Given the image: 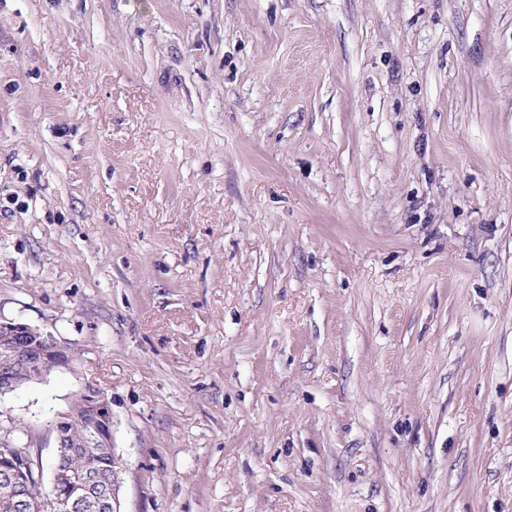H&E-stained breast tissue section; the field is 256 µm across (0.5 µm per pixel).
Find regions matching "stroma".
Here are the masks:
<instances>
[{
  "instance_id": "obj_1",
  "label": "stroma",
  "mask_w": 512,
  "mask_h": 512,
  "mask_svg": "<svg viewBox=\"0 0 512 512\" xmlns=\"http://www.w3.org/2000/svg\"><path fill=\"white\" fill-rule=\"evenodd\" d=\"M0 318L112 408L121 512H512V0H0Z\"/></svg>"
}]
</instances>
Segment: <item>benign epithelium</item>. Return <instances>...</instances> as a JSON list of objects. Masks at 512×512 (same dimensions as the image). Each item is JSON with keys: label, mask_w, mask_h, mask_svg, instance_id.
Wrapping results in <instances>:
<instances>
[{"label": "benign epithelium", "mask_w": 512, "mask_h": 512, "mask_svg": "<svg viewBox=\"0 0 512 512\" xmlns=\"http://www.w3.org/2000/svg\"><path fill=\"white\" fill-rule=\"evenodd\" d=\"M0 336H14L15 343L0 353V395L11 392L30 381H38L51 372L70 365V350L60 345L53 336L27 323L0 319ZM82 434L73 429V411L58 416L52 424L55 437V455H96L110 463L112 478L103 482L95 472H85L72 481V491L58 493L61 472H52L53 494L35 501L22 500L25 512H80L85 499L95 498L103 512H121L119 489L121 472L112 447V409L103 392L85 386L81 390ZM33 473L27 453L0 443V483L19 497L30 482Z\"/></svg>", "instance_id": "7a95c632"}]
</instances>
